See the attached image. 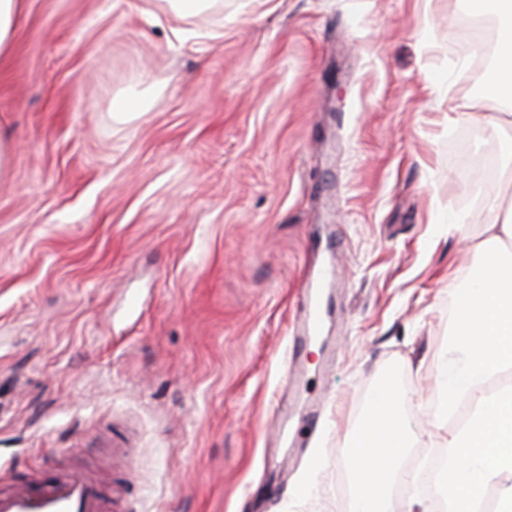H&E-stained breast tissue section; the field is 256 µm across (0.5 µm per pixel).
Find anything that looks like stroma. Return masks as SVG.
<instances>
[{"label": "stroma", "instance_id": "stroma-1", "mask_svg": "<svg viewBox=\"0 0 512 512\" xmlns=\"http://www.w3.org/2000/svg\"><path fill=\"white\" fill-rule=\"evenodd\" d=\"M461 2L24 0L0 60V477L80 462L127 512H351L345 450L385 382L412 398L406 460L436 456L460 235L498 191L470 163L499 138ZM329 265L297 389L301 283Z\"/></svg>", "mask_w": 512, "mask_h": 512}]
</instances>
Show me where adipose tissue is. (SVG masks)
<instances>
[{
    "mask_svg": "<svg viewBox=\"0 0 512 512\" xmlns=\"http://www.w3.org/2000/svg\"><path fill=\"white\" fill-rule=\"evenodd\" d=\"M489 209L480 235L462 238L478 266L455 297L451 339L436 364L443 415L469 413L444 441L452 465L437 494L448 512H512V179ZM409 403L386 385L373 393L347 448L352 512H394L391 482L410 445Z\"/></svg>",
    "mask_w": 512,
    "mask_h": 512,
    "instance_id": "ef3b65f1",
    "label": "adipose tissue"
}]
</instances>
